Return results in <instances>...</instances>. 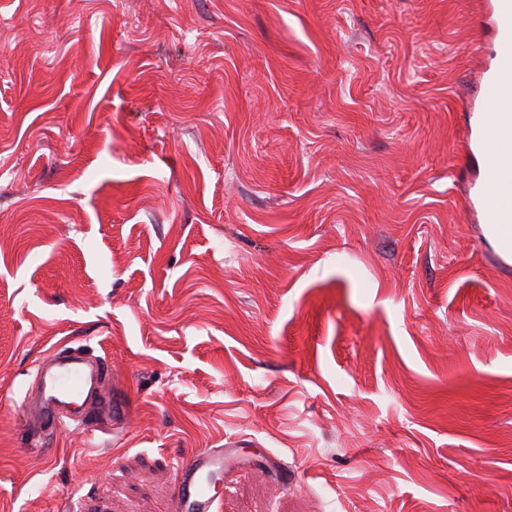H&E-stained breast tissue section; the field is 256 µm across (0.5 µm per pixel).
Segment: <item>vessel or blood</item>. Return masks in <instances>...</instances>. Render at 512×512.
Listing matches in <instances>:
<instances>
[{"label": "vessel or blood", "mask_w": 512, "mask_h": 512, "mask_svg": "<svg viewBox=\"0 0 512 512\" xmlns=\"http://www.w3.org/2000/svg\"><path fill=\"white\" fill-rule=\"evenodd\" d=\"M498 49L484 72V85L492 98H499L512 89V0H497L488 17ZM467 148L470 153L493 152L496 145L490 132L487 112L477 109L469 122ZM512 195V156H500L496 165L487 167L478 184L469 194L470 207L484 204L488 193ZM512 224V211L496 216L493 225L485 229L497 247L503 261L512 260V238L502 237L500 225ZM41 382L39 397L40 428L42 433L52 434L63 429L62 417L68 413L85 391H99L108 377V367L99 362L85 365L83 359L71 348L55 347L47 360L38 367ZM127 415L124 400L116 394H103L98 408L99 423H119ZM235 456L231 448H207L191 453L177 465L178 485L175 512H213L216 501L208 483L209 478L221 477L225 466Z\"/></svg>", "instance_id": "vessel-or-blood-1"}]
</instances>
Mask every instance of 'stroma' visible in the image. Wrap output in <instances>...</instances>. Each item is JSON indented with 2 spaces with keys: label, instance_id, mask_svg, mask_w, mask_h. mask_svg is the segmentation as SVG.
<instances>
[{
  "label": "stroma",
  "instance_id": "stroma-1",
  "mask_svg": "<svg viewBox=\"0 0 512 512\" xmlns=\"http://www.w3.org/2000/svg\"><path fill=\"white\" fill-rule=\"evenodd\" d=\"M489 0L0 7V512H512V265L466 150ZM127 417L36 432L56 343ZM234 456L235 451L231 448H207L195 450L179 462L175 511L214 512L216 495L212 494L208 479L220 478L224 466H230Z\"/></svg>",
  "mask_w": 512,
  "mask_h": 512
}]
</instances>
